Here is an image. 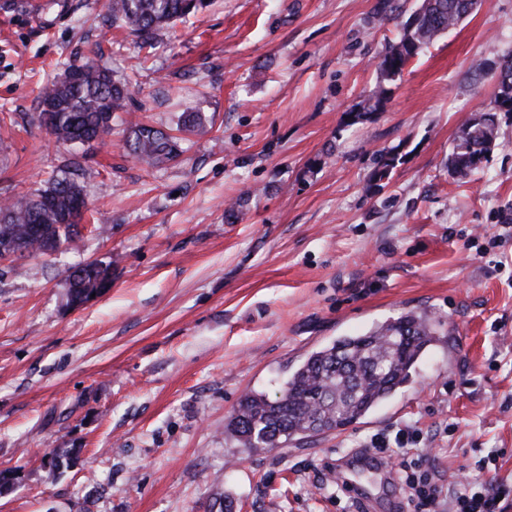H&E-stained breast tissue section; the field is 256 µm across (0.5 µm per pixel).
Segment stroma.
Here are the masks:
<instances>
[{"instance_id": "stroma-1", "label": "stroma", "mask_w": 512, "mask_h": 512, "mask_svg": "<svg viewBox=\"0 0 512 512\" xmlns=\"http://www.w3.org/2000/svg\"><path fill=\"white\" fill-rule=\"evenodd\" d=\"M398 3L383 21L378 0H209L148 50L106 0H0V114L18 117L0 122V198L64 160L29 119L48 79L95 52L133 79L91 162L94 231L0 261V512H358L336 459L407 422L442 474L512 486V113L476 170L448 167L493 106L512 0L437 36L378 103L420 0ZM189 109L209 126L176 161L129 155L127 121L169 130ZM100 261L111 289L70 306V269ZM411 311L440 334L367 417L285 448L225 435L245 392L275 396L312 351ZM57 448L79 455L52 474Z\"/></svg>"}]
</instances>
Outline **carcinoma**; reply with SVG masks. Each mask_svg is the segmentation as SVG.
Segmentation results:
<instances>
[{
    "label": "carcinoma",
    "mask_w": 512,
    "mask_h": 512,
    "mask_svg": "<svg viewBox=\"0 0 512 512\" xmlns=\"http://www.w3.org/2000/svg\"><path fill=\"white\" fill-rule=\"evenodd\" d=\"M207 6V0H108L112 22L143 44L157 32L186 20ZM472 0H421L402 24L398 40L381 54L379 71L386 81L401 75L406 64L438 32L454 28ZM130 78H117L101 62L87 58L66 67L44 84L33 121L69 152L46 186L5 198L0 204V252L39 257L47 250L73 247L80 239L90 176L89 152L112 135V120L124 111ZM468 124L455 145L449 164L467 175L478 168L475 159L489 152L498 139L495 113ZM201 112H184L177 129L201 128ZM126 146L131 155L154 166L180 156L179 138L138 122H128ZM112 287V263L97 269L76 266L68 275V301L74 307L92 301ZM435 330L425 315L406 313L378 324L361 335L345 336L310 354L271 399L249 391L241 396L224 424V432L244 448H283L298 438L316 436L365 417L392 397L410 379V370L433 340Z\"/></svg>",
    "instance_id": "cac0c4a2"
}]
</instances>
